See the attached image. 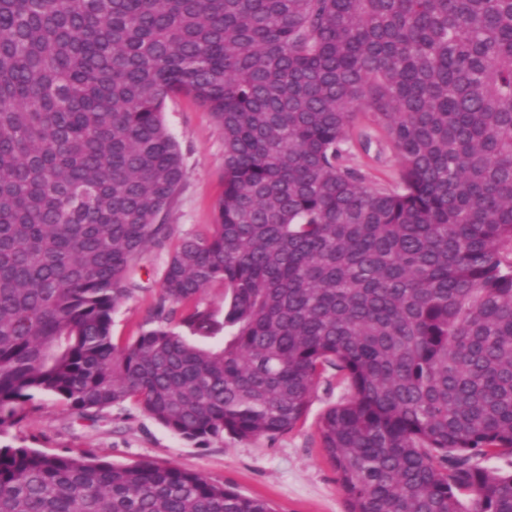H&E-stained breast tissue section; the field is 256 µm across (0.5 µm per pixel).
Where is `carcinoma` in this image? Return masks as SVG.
<instances>
[{
    "instance_id": "1",
    "label": "carcinoma",
    "mask_w": 512,
    "mask_h": 512,
    "mask_svg": "<svg viewBox=\"0 0 512 512\" xmlns=\"http://www.w3.org/2000/svg\"><path fill=\"white\" fill-rule=\"evenodd\" d=\"M224 132L217 222L112 317L186 176L163 120ZM363 113L396 185L344 163ZM216 283L214 347L171 326ZM318 433L346 512H512V0H0V438L39 395L133 402L208 444ZM0 512H274L199 472L0 445Z\"/></svg>"
}]
</instances>
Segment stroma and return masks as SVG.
<instances>
[{
    "label": "stroma",
    "mask_w": 512,
    "mask_h": 512,
    "mask_svg": "<svg viewBox=\"0 0 512 512\" xmlns=\"http://www.w3.org/2000/svg\"><path fill=\"white\" fill-rule=\"evenodd\" d=\"M164 121L177 140L186 178L166 222L171 235L149 246L130 278L135 290L113 316L112 334L122 339L144 323L157 303L166 261L187 236L215 223V204L224 188V133L210 112L185 98L167 101ZM347 163L365 182L393 187L399 161L385 133L366 118L355 123L347 142ZM198 308L213 313L212 332L196 331L176 313V331L200 346L222 341L225 330L221 287L209 288ZM347 390L325 376L316 386L309 410L290 432L251 441L227 437L198 445L179 438L132 402L112 407L90 420L65 410L52 397L41 398L28 421L16 430V442L48 453L89 448L115 464L174 463L200 472L239 493L268 501L275 512H345L336 473L320 446L322 413L338 404Z\"/></svg>",
    "instance_id": "obj_1"
}]
</instances>
